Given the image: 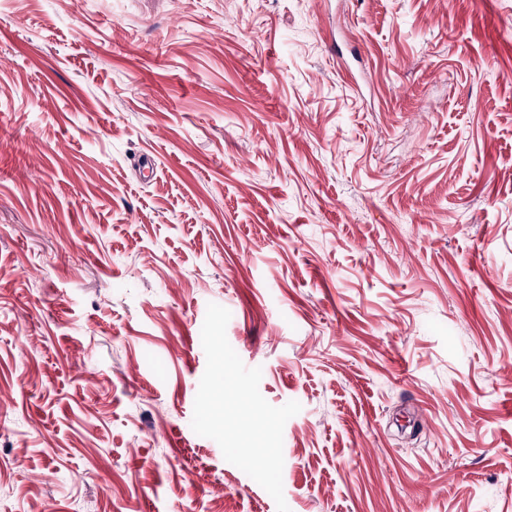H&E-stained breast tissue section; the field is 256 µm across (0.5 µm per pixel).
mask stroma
I'll return each instance as SVG.
<instances>
[{
	"label": "stroma",
	"instance_id": "obj_1",
	"mask_svg": "<svg viewBox=\"0 0 512 512\" xmlns=\"http://www.w3.org/2000/svg\"><path fill=\"white\" fill-rule=\"evenodd\" d=\"M212 303L290 512H512V0H0V512H277Z\"/></svg>",
	"mask_w": 512,
	"mask_h": 512
}]
</instances>
